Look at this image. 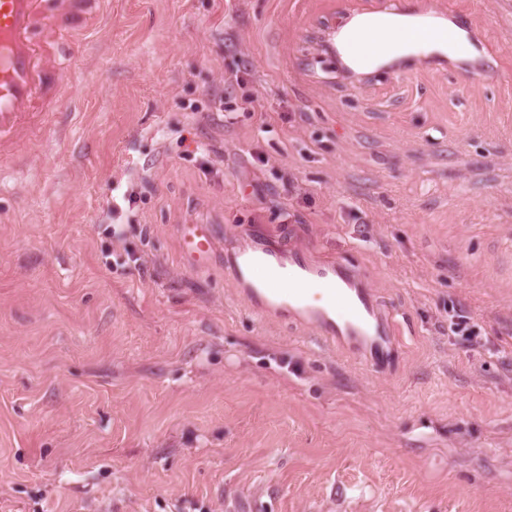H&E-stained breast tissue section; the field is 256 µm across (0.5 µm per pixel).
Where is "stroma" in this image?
<instances>
[{"label":"stroma","mask_w":512,"mask_h":512,"mask_svg":"<svg viewBox=\"0 0 512 512\" xmlns=\"http://www.w3.org/2000/svg\"><path fill=\"white\" fill-rule=\"evenodd\" d=\"M381 2L100 0L0 159V512H512V0H408L483 75L353 80ZM260 241L355 263L396 363L249 308ZM365 24H373L372 18L365 17V15L355 17L343 28L339 35L340 48L342 35L344 37L347 34L344 39L343 55L348 62L344 63L342 61V71L350 78L372 76L378 72V70L370 73L362 72L365 67V64L362 62L363 59L384 55L390 51L393 44H406L414 41V37L409 31L393 29L386 42H373L370 38L369 31L360 28ZM378 76L380 75H375L374 77L376 78ZM195 223L181 225L180 244L188 263L196 270L203 271L214 262L218 232L215 224Z\"/></svg>","instance_id":"35a3bbf8"}]
</instances>
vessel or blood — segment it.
<instances>
[{
  "mask_svg": "<svg viewBox=\"0 0 512 512\" xmlns=\"http://www.w3.org/2000/svg\"><path fill=\"white\" fill-rule=\"evenodd\" d=\"M86 13L85 0H0V152L14 143L30 116L51 103L55 85L71 80L72 34ZM403 29L391 30L376 43L367 29L347 33L343 73L360 77L364 59L413 42ZM213 224L181 227V250L196 270L209 268L217 254ZM232 277L253 310L271 317L309 323L320 339L336 343L374 366L390 363L397 354L388 319L373 292L352 263L312 262L300 251L262 242L231 252Z\"/></svg>",
  "mask_w": 512,
  "mask_h": 512,
  "instance_id": "obj_1",
  "label": "vessel or blood"
}]
</instances>
